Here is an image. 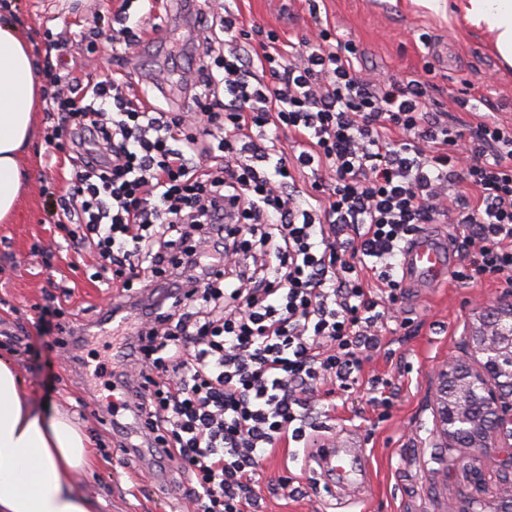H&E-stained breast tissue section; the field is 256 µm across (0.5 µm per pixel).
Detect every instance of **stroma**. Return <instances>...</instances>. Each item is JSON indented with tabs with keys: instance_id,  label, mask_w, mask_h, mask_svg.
I'll return each instance as SVG.
<instances>
[{
	"instance_id": "1",
	"label": "stroma",
	"mask_w": 512,
	"mask_h": 512,
	"mask_svg": "<svg viewBox=\"0 0 512 512\" xmlns=\"http://www.w3.org/2000/svg\"><path fill=\"white\" fill-rule=\"evenodd\" d=\"M153 2L142 27L149 33L169 24L172 43L146 51L135 47L119 60L111 52V37L122 0H0L28 37L37 66L72 60L83 77L96 81L124 78L139 65L145 79L130 84L128 95L179 111L187 105L194 72L179 63L175 51L197 49L204 33L178 0ZM453 2L321 0L319 8L357 46L364 70L383 78L423 80L433 100L447 110H453L458 90L471 85L481 113L511 124L512 69L500 63L486 34L455 17ZM226 5L244 28L260 25L275 31L284 48L315 33L308 0H227ZM424 34L430 39L426 47L420 42ZM47 125L46 113H39L23 158L27 186L17 215L13 223H0V355L14 362L31 401L61 408L83 425L94 455L75 487L96 499L95 512H171L179 498L183 512H193L184 499L188 476L171 468L150 472L147 461L120 448L112 431L107 405L121 394L93 375L106 353L98 324L112 293L91 280L95 256L67 254L65 233L53 223L54 195L72 167L63 150L57 153V166H48ZM60 284L69 289L64 329L47 336L45 294ZM502 289L497 282L472 284L451 274L438 286L404 284L398 308L407 324L387 321L383 346L362 371L390 381L389 410L372 403L364 386L323 406L328 429L319 441L360 447L364 474L352 485L327 490L315 485L312 463L288 462L286 448H277L263 464V512H448L450 504L467 498L494 496L498 473L486 470L481 483H473L457 465L466 448H442L432 433L433 370L459 355L477 324V307ZM75 326L89 335L87 345H76ZM288 471L307 488V496L292 499L277 489L279 477Z\"/></svg>"
}]
</instances>
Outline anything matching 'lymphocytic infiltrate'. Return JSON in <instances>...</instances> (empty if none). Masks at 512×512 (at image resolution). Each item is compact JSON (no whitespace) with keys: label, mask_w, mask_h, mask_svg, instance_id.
Returning a JSON list of instances; mask_svg holds the SVG:
<instances>
[{"label":"lymphocytic infiltrate","mask_w":512,"mask_h":512,"mask_svg":"<svg viewBox=\"0 0 512 512\" xmlns=\"http://www.w3.org/2000/svg\"><path fill=\"white\" fill-rule=\"evenodd\" d=\"M209 24L224 53L198 65L192 112L46 66V139L68 136L74 154L54 221L96 253L100 284L164 289L125 339L132 370L112 410H129L132 389L147 398L116 423L122 446L187 472L195 512H260L261 462L288 442L299 459L323 430L318 401L360 386L424 225L465 226L456 278L512 287V127L478 115L469 90L454 103L476 118L461 125L425 82L370 79L331 27L286 53L232 12ZM251 35L253 54L238 45Z\"/></svg>","instance_id":"obj_1"}]
</instances>
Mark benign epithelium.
Listing matches in <instances>:
<instances>
[{
	"label": "benign epithelium",
	"mask_w": 512,
	"mask_h": 512,
	"mask_svg": "<svg viewBox=\"0 0 512 512\" xmlns=\"http://www.w3.org/2000/svg\"><path fill=\"white\" fill-rule=\"evenodd\" d=\"M478 318L468 336L478 366L455 357L436 370L434 433L448 448L469 442L461 464L474 480L488 468L502 475L493 500L472 499L451 512H512V291L483 304Z\"/></svg>",
	"instance_id": "1"
}]
</instances>
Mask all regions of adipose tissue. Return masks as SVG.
<instances>
[{
    "mask_svg": "<svg viewBox=\"0 0 512 512\" xmlns=\"http://www.w3.org/2000/svg\"><path fill=\"white\" fill-rule=\"evenodd\" d=\"M466 20L494 36L512 65V0H461ZM39 75L17 27L0 21V223L14 219L22 183L19 162L39 107ZM23 380L0 359V512H94L74 488L93 458L88 436L65 411L35 407Z\"/></svg>",
    "mask_w": 512,
    "mask_h": 512,
    "instance_id": "obj_1",
    "label": "adipose tissue"
}]
</instances>
